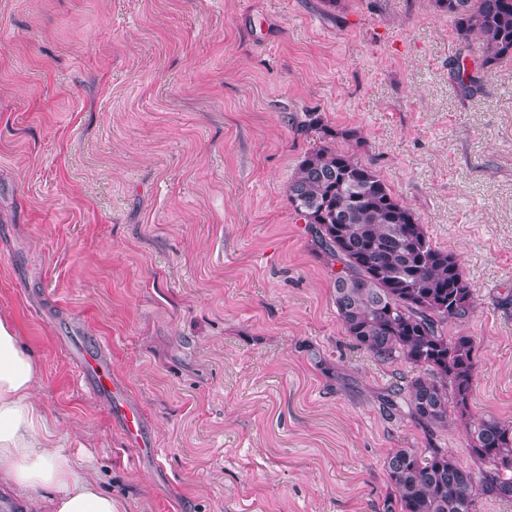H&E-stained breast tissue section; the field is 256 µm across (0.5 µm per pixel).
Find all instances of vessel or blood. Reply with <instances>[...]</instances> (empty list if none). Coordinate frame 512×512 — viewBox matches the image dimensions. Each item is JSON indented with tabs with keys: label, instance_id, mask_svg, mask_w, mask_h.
<instances>
[{
	"label": "vessel or blood",
	"instance_id": "vessel-or-blood-1",
	"mask_svg": "<svg viewBox=\"0 0 512 512\" xmlns=\"http://www.w3.org/2000/svg\"><path fill=\"white\" fill-rule=\"evenodd\" d=\"M66 349L80 386L108 406L112 419L139 453H153V442L143 433L139 410L128 402L125 384L112 375L108 343L86 336L67 344Z\"/></svg>",
	"mask_w": 512,
	"mask_h": 512
}]
</instances>
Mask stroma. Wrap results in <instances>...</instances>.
Returning a JSON list of instances; mask_svg holds the SVG:
<instances>
[{
  "label": "stroma",
  "mask_w": 512,
  "mask_h": 512,
  "mask_svg": "<svg viewBox=\"0 0 512 512\" xmlns=\"http://www.w3.org/2000/svg\"><path fill=\"white\" fill-rule=\"evenodd\" d=\"M432 0H0V319L35 401L118 512H382L398 448H446L391 398L405 364L347 336L285 190L314 135L355 130L475 307L473 417L512 424V60L474 67ZM82 323L143 411L138 456L76 380Z\"/></svg>",
  "instance_id": "35a3bbf8"
}]
</instances>
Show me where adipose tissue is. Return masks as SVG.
<instances>
[{
  "label": "adipose tissue",
  "mask_w": 512,
  "mask_h": 512,
  "mask_svg": "<svg viewBox=\"0 0 512 512\" xmlns=\"http://www.w3.org/2000/svg\"><path fill=\"white\" fill-rule=\"evenodd\" d=\"M37 372L16 329L0 320V486L39 512H117L111 493L79 475L75 460L54 444L33 398Z\"/></svg>",
  "instance_id": "1"
}]
</instances>
